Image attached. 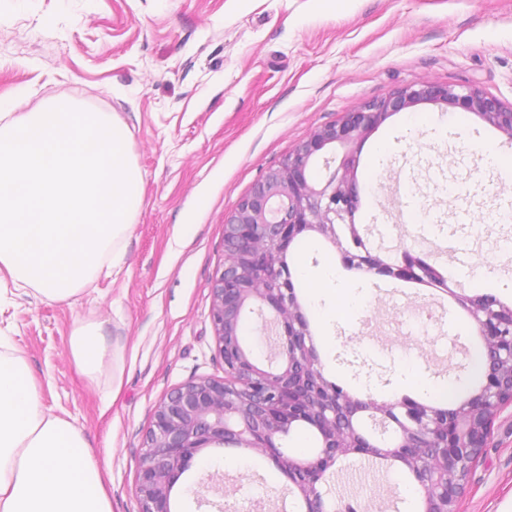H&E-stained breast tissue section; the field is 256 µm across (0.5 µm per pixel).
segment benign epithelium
<instances>
[{"instance_id":"1","label":"benign epithelium","mask_w":512,"mask_h":512,"mask_svg":"<svg viewBox=\"0 0 512 512\" xmlns=\"http://www.w3.org/2000/svg\"><path fill=\"white\" fill-rule=\"evenodd\" d=\"M421 102L473 112L512 138V104L475 86L422 81L316 128L254 184L224 224V267L211 288L210 315L224 377L188 380L157 404L137 470L140 512H172L174 486L206 448H259L280 462L279 435L298 423L311 425L323 448L312 459H288L283 474L309 496L307 512H327L317 484L336 463L328 444L336 441L338 422L365 408L338 393L323 375L308 322L286 277L288 250L299 235L313 231L340 248L349 265L399 280L423 276L427 263L414 252L405 249L400 263L383 264L365 249H349L343 236L361 205L358 146L388 116ZM333 146L344 149L338 164L326 165L325 178H314V160ZM250 301L273 311L285 337L275 368L259 366L240 341ZM458 303L484 337L487 368L479 392L442 421L432 408L406 401L388 405L391 414L378 417L392 425L401 459L418 467V483L433 504L426 512H456L467 479L461 450L481 453L491 436L487 412L512 402V306L467 295Z\"/></svg>"}]
</instances>
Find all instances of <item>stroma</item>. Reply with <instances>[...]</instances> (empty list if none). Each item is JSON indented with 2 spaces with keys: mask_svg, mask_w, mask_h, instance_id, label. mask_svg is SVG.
Wrapping results in <instances>:
<instances>
[{
  "mask_svg": "<svg viewBox=\"0 0 512 512\" xmlns=\"http://www.w3.org/2000/svg\"><path fill=\"white\" fill-rule=\"evenodd\" d=\"M431 79L473 85L512 103V0H0V98L37 112L68 101L114 116L142 172L141 207L120 270L75 298L0 295V336L26 359L42 406L72 422L100 463L111 512H139L136 473L153 412L191 378L224 375L210 317L224 263V223L264 173L317 127L363 102ZM512 139L477 115L421 103L387 117L360 147L364 205L356 224L372 254L395 263L420 253L458 292L512 285V222L492 221L512 202ZM423 220L400 221L403 192ZM455 236L459 269L439 246ZM340 251L310 232L289 266L315 272ZM338 269L365 292L357 312L333 292L315 308L325 377L379 398L399 372L442 383L469 369L468 325L446 292H406L375 271ZM99 321L122 360L95 383L77 370L68 338ZM404 476L354 474L365 512L393 500L410 512ZM293 486L267 457L245 448L198 454L172 493L174 512H218L263 496L269 512H298ZM512 491V404L498 412L461 490L457 512H496Z\"/></svg>",
  "mask_w": 512,
  "mask_h": 512,
  "instance_id": "1",
  "label": "stroma"
}]
</instances>
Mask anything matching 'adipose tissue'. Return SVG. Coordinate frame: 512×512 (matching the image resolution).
Here are the masks:
<instances>
[{
    "label": "adipose tissue",
    "mask_w": 512,
    "mask_h": 512,
    "mask_svg": "<svg viewBox=\"0 0 512 512\" xmlns=\"http://www.w3.org/2000/svg\"><path fill=\"white\" fill-rule=\"evenodd\" d=\"M69 346L90 381L118 366L99 322H79ZM0 512H111L100 464L83 436L42 407L25 359L1 338Z\"/></svg>",
    "instance_id": "1"
}]
</instances>
